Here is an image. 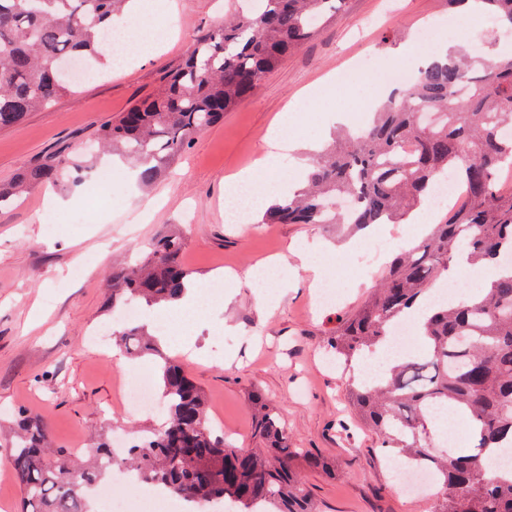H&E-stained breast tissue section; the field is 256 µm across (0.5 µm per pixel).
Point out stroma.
Returning <instances> with one entry per match:
<instances>
[{
    "instance_id": "1",
    "label": "stroma",
    "mask_w": 512,
    "mask_h": 512,
    "mask_svg": "<svg viewBox=\"0 0 512 512\" xmlns=\"http://www.w3.org/2000/svg\"><path fill=\"white\" fill-rule=\"evenodd\" d=\"M225 0H160L159 22L174 20L149 57L126 47V64L85 80L76 94L0 129V183L52 153L90 145L98 127L155 92L202 32L224 20ZM445 0H338L336 13L297 53L262 77L248 101L200 131L150 190L117 182L116 203L92 197L87 185L31 189L0 208V463L11 452V413L23 410L47 426L55 447L82 450L107 440L123 451L149 434L162 414L137 415L122 405L120 384L133 362L104 352L95 328L112 325V268L142 258L158 238L179 233L183 262L198 288L220 283L205 301L202 324L174 328L178 347L161 346L202 388L208 415L224 423V439L255 448L251 399L262 394L287 429L288 445L323 457L328 468L303 473L317 512H432L430 497L406 498L383 458L381 439L348 403L350 371L327 367L341 314L367 296L412 225L436 223L430 204L398 224L351 232L309 224H229L226 180L267 150L278 114L294 111L290 137L325 145L331 115L369 114L368 84L354 79L320 92L338 69L366 57L410 67L436 45L415 39L430 20L447 23ZM387 249L372 277L344 279L330 307L312 301L311 272L293 254L307 251L324 278L338 265L358 266L374 241ZM160 355V356H161Z\"/></svg>"
}]
</instances>
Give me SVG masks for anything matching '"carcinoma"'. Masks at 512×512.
I'll list each match as a JSON object with an SVG mask.
<instances>
[{
	"label": "carcinoma",
	"instance_id": "obj_1",
	"mask_svg": "<svg viewBox=\"0 0 512 512\" xmlns=\"http://www.w3.org/2000/svg\"><path fill=\"white\" fill-rule=\"evenodd\" d=\"M261 8L199 36L165 85L98 129L112 153L142 162L138 181L150 186L201 130L242 104L260 79L302 48L326 22L334 0H261ZM481 11L512 31V0H476ZM129 0H0V128L72 92L79 82L57 74L80 57L88 77L108 63L104 35ZM91 167L53 154L0 187V204L47 184L81 183ZM512 57L458 52L444 64L417 69L400 95H391L360 133L321 151L306 186L274 202L264 224H349L362 230L408 215L453 172L468 202L402 250L368 297L336 326L331 349L343 366L390 343L388 329L426 309L416 329L418 350L396 359L372 380H353L349 402L382 440L389 457L434 474L433 512H512V469L490 472L488 461L512 449ZM354 196L348 211L336 203ZM177 235L155 241L141 264L112 270V311L134 300H177L190 281ZM478 269L505 270L481 296L432 304L430 290L460 256ZM125 348H159L143 327L117 324ZM166 419L154 437L134 442L118 459L111 444L87 449L86 465L66 448L49 446L44 424L17 413L20 433L11 463L22 489V512H90L89 489L118 464L186 500L224 502V512H314L301 469L323 459L288 447L284 424L256 395L255 437L262 448H237L210 426L203 393L170 359L160 366ZM450 412L467 419L466 451H437L434 420Z\"/></svg>",
	"mask_w": 512,
	"mask_h": 512
}]
</instances>
